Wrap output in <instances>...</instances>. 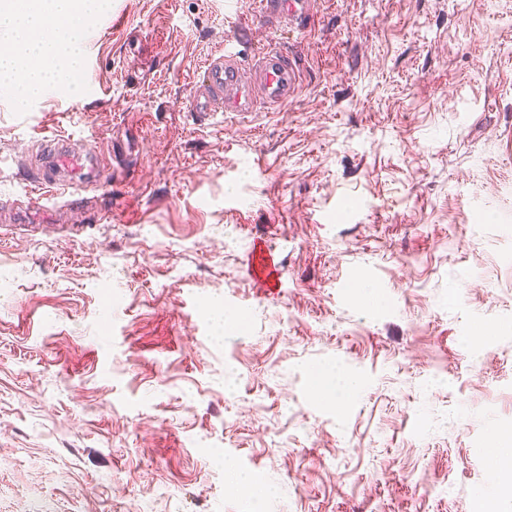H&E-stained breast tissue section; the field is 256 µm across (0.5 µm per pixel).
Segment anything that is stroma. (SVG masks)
I'll list each match as a JSON object with an SVG mask.
<instances>
[{"mask_svg": "<svg viewBox=\"0 0 512 512\" xmlns=\"http://www.w3.org/2000/svg\"><path fill=\"white\" fill-rule=\"evenodd\" d=\"M255 9L104 0L77 81L0 95V221L24 141L94 136L113 183L0 234V512H512V0H317L254 33L287 104L197 119ZM279 261L267 246L254 247L250 257V272L263 288H277L280 282Z\"/></svg>", "mask_w": 512, "mask_h": 512, "instance_id": "stroma-1", "label": "stroma"}]
</instances>
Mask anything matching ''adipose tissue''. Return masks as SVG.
Segmentation results:
<instances>
[{
	"label": "adipose tissue",
	"mask_w": 512,
	"mask_h": 512,
	"mask_svg": "<svg viewBox=\"0 0 512 512\" xmlns=\"http://www.w3.org/2000/svg\"><path fill=\"white\" fill-rule=\"evenodd\" d=\"M0 0V32L8 43L0 51V92L37 86L42 92L77 73V35L100 0Z\"/></svg>",
	"instance_id": "obj_1"
}]
</instances>
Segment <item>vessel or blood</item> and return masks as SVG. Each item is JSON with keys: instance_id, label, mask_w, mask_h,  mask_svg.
Wrapping results in <instances>:
<instances>
[{"instance_id": "1", "label": "vessel or blood", "mask_w": 512, "mask_h": 512, "mask_svg": "<svg viewBox=\"0 0 512 512\" xmlns=\"http://www.w3.org/2000/svg\"><path fill=\"white\" fill-rule=\"evenodd\" d=\"M315 18L314 0H260L252 22L300 33L310 28ZM300 80L294 58L273 48L254 49L249 40L237 37L225 44L222 54L204 63L189 110L196 114L219 108L227 113H249L262 103L278 107L295 96ZM36 149L41 170L36 182L41 188L65 194L95 183L111 189V179L99 172L95 140L53 138L37 141ZM250 272L262 287H277L280 270L274 251L266 246L253 248Z\"/></svg>"}]
</instances>
